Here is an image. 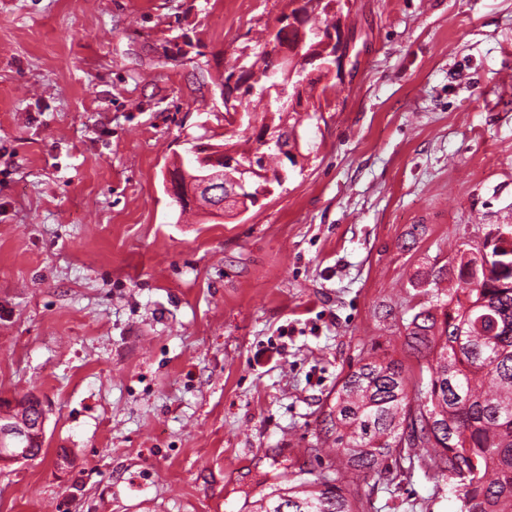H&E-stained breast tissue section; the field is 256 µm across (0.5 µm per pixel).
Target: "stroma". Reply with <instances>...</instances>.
Wrapping results in <instances>:
<instances>
[{
    "mask_svg": "<svg viewBox=\"0 0 512 512\" xmlns=\"http://www.w3.org/2000/svg\"><path fill=\"white\" fill-rule=\"evenodd\" d=\"M310 158L244 215L180 216L165 165L243 149L224 80L289 0H0V397L47 409L0 512H250L327 469L371 355L410 371L417 287L512 225V0H342ZM365 512H458L422 462Z\"/></svg>",
    "mask_w": 512,
    "mask_h": 512,
    "instance_id": "obj_1",
    "label": "stroma"
}]
</instances>
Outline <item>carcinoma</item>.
Masks as SVG:
<instances>
[{
	"label": "carcinoma",
	"mask_w": 512,
	"mask_h": 512,
	"mask_svg": "<svg viewBox=\"0 0 512 512\" xmlns=\"http://www.w3.org/2000/svg\"><path fill=\"white\" fill-rule=\"evenodd\" d=\"M497 249L475 268H453L461 285L454 322L448 304L430 300L406 325L419 378L384 357L340 380L322 440L338 460L333 474L316 475L307 490L276 488L255 512H361L347 475L390 483L416 459L450 485L468 471L460 512H512V255Z\"/></svg>",
	"instance_id": "1"
}]
</instances>
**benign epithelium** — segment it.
Instances as JSON below:
<instances>
[{
  "label": "benign epithelium",
  "mask_w": 512,
  "mask_h": 512,
  "mask_svg": "<svg viewBox=\"0 0 512 512\" xmlns=\"http://www.w3.org/2000/svg\"><path fill=\"white\" fill-rule=\"evenodd\" d=\"M340 0H312L307 10L300 13H286L279 26L282 33L272 32L252 65L239 73L235 86L247 87L250 93L258 94L267 102H275L284 112H309L311 99L309 80L322 76L329 80L341 78L346 65L351 61L354 44L348 36V27L343 23L339 11ZM322 12L336 15V28L313 32L308 23L311 16ZM315 40V52L307 57V64L313 70L297 65V47L307 40ZM266 71V81L260 88L251 83L257 71ZM257 150L249 162L238 161V155L230 147L202 145L199 160L204 165L193 178L180 180L186 168L193 167V159L180 157L165 168L164 190L175 199L197 200L206 197L212 200L208 207L211 218L232 219L259 205L274 193L272 184L285 182L287 173L283 170L274 175L264 167L266 150L275 148L290 156L295 165L303 166L306 159L301 151L298 132L284 135V127L268 126L256 143ZM488 241L503 247L512 246V225H500L489 231ZM47 411L40 399L33 395L30 401L11 402L0 406V464L27 463L29 457L22 452L28 440L43 438Z\"/></svg>",
  "instance_id": "1"
}]
</instances>
